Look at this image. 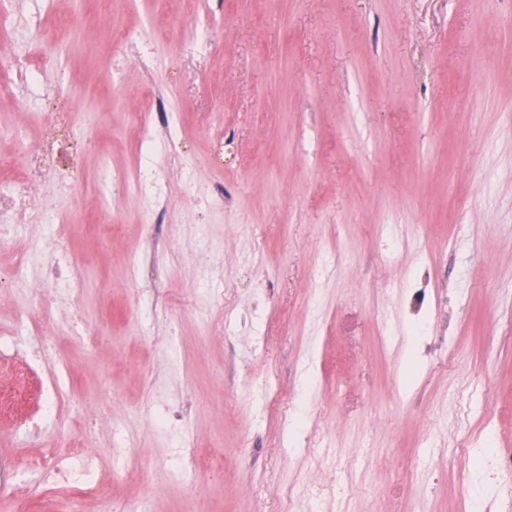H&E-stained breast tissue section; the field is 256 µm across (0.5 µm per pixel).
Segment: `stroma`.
<instances>
[{"mask_svg": "<svg viewBox=\"0 0 512 512\" xmlns=\"http://www.w3.org/2000/svg\"><path fill=\"white\" fill-rule=\"evenodd\" d=\"M510 17L512 0H120L109 27L56 37L114 168L146 108L125 35L180 135L153 160L166 223L107 192L92 147L57 198L94 349L69 308L51 357L16 330L43 269L0 288V462L86 436L104 495L85 512H464L485 466L482 512H512L482 453L512 448ZM106 203L122 230L104 247ZM188 438L223 446V475L183 459ZM130 454L167 479H132Z\"/></svg>", "mask_w": 512, "mask_h": 512, "instance_id": "1", "label": "stroma"}]
</instances>
